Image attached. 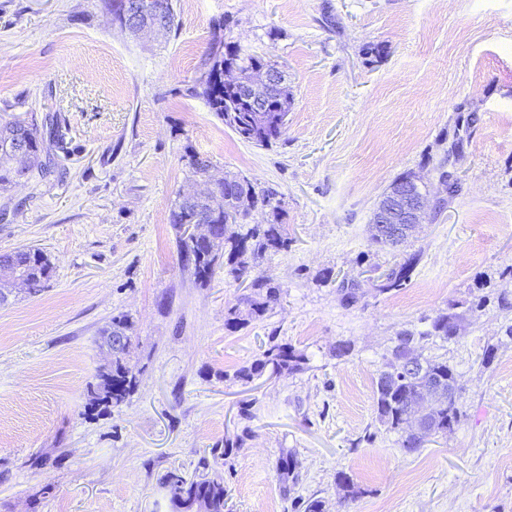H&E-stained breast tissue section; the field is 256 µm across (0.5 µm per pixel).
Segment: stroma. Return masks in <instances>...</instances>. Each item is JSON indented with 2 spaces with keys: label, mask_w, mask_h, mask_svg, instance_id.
Wrapping results in <instances>:
<instances>
[{
  "label": "stroma",
  "mask_w": 512,
  "mask_h": 512,
  "mask_svg": "<svg viewBox=\"0 0 512 512\" xmlns=\"http://www.w3.org/2000/svg\"><path fill=\"white\" fill-rule=\"evenodd\" d=\"M174 8L177 29L153 36L114 24L102 0H0V121L56 112L65 134L50 175L0 193V254L33 247L53 266L40 294L17 289L0 306V512H168L164 475L194 476L240 435L216 467L224 512H295L277 472L286 454L294 497L323 512L340 510L342 472L361 491L353 512H512V313L497 303L512 293V0ZM218 20L226 45L267 54L288 78L274 144L239 140L188 92ZM189 147L216 174L279 192L290 245L258 269L283 295L237 331L224 317L242 287L220 271L199 285L167 221L192 185ZM406 171L444 207L382 250L370 218ZM415 251L406 288L340 305L338 277ZM452 301L469 311L458 340L425 354L455 367L459 421L409 454L375 418V380L397 336ZM119 314L133 321L137 387L93 414L86 388ZM273 341L304 353V370L225 381Z\"/></svg>",
  "instance_id": "35a3bbf8"
}]
</instances>
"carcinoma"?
<instances>
[{
    "instance_id": "cac0c4a2",
    "label": "carcinoma",
    "mask_w": 512,
    "mask_h": 512,
    "mask_svg": "<svg viewBox=\"0 0 512 512\" xmlns=\"http://www.w3.org/2000/svg\"><path fill=\"white\" fill-rule=\"evenodd\" d=\"M246 70L254 66L266 67L280 75L278 96L281 109L277 112H252L247 107L238 112L224 111L225 100L231 93L224 90V66ZM191 92L202 96L211 111L230 126L240 140L258 146H267L282 139L287 126L281 119L288 114L292 93L284 71L278 64L262 55L240 56L237 51L224 48V35L214 34L206 54L204 71ZM59 136L56 115H46L43 123L35 118L18 116L0 125V191L17 183L20 173L28 179L51 172L55 165L52 148ZM188 171L197 180L211 177L210 162L188 148L185 151ZM278 191L272 187L262 188L242 178L235 185L234 201L230 209L248 214L257 207L271 211L273 220L266 224H254L248 228L242 222L224 221V184L218 183L211 197L204 202L205 209L214 216L217 241L207 247L200 245L181 233L182 226L200 223L199 213L186 200L176 197L169 210V223L178 232V250L184 263L196 281L209 284L220 268L236 282L246 284L248 293L242 295L238 305L228 309L225 325L239 330L251 322L263 319L278 305L282 286L262 274H254L255 262L268 254L288 249V233L279 222ZM11 262L18 270L21 285L31 295L39 294L53 274L47 255L36 248H18L0 256ZM419 261L413 253L394 261L384 270L375 266L374 277L362 280L358 276H344L337 283L340 303L345 307L358 304L365 296L364 282H369L378 293L398 291L408 284ZM466 313L457 311V305L448 304L430 320L428 328L418 333H403L396 337L384 367L380 370L374 398V410L379 424L390 431L401 433V447L414 452L424 447L430 438L446 434L458 422L459 398L454 369L446 360L422 357L421 351L428 343L437 340L448 343L458 338L459 323ZM132 321L126 314L112 317V324L103 331L102 343L112 348V363L101 370L95 381L87 386L92 406L106 411L121 406L134 391L137 381L126 362L128 345H115L114 338L120 334L132 335ZM412 356L419 360V371L414 374L400 372L402 362ZM304 354L288 343H273L261 357L240 366L233 373H224V380L248 383L265 373H294L303 369ZM423 397L426 402L420 416L410 418L411 405ZM232 452L230 443L215 447L210 455L198 462L199 474L186 478L177 472L164 476V484L172 512H224L227 489L224 479L211 475L213 465ZM278 475L284 491L299 483V473L294 459L288 455L278 464Z\"/></svg>"
}]
</instances>
